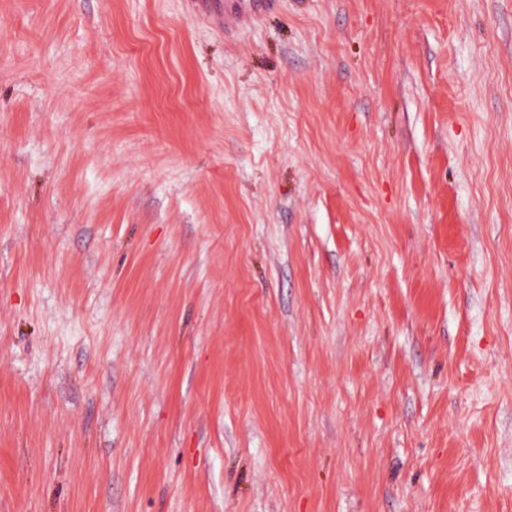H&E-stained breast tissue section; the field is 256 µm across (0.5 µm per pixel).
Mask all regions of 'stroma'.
<instances>
[{"mask_svg":"<svg viewBox=\"0 0 512 512\" xmlns=\"http://www.w3.org/2000/svg\"><path fill=\"white\" fill-rule=\"evenodd\" d=\"M0 0V512H512V0ZM246 4L232 3L224 13V27L232 24L237 18L240 19L249 10L254 15H260L265 9L269 8L270 0H245Z\"/></svg>","mask_w":512,"mask_h":512,"instance_id":"1","label":"stroma"}]
</instances>
